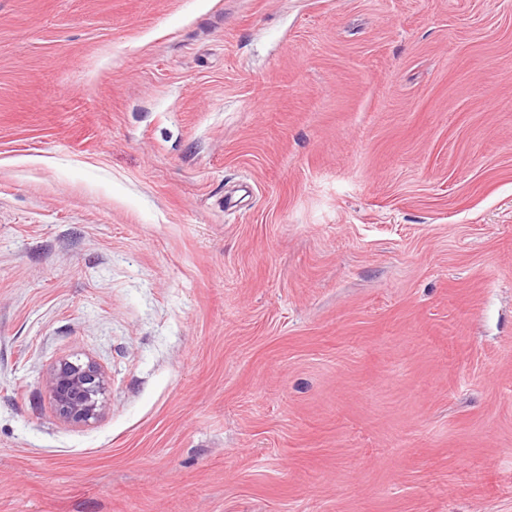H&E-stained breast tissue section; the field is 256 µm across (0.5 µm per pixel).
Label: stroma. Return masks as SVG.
Segmentation results:
<instances>
[{"label": "stroma", "instance_id": "stroma-1", "mask_svg": "<svg viewBox=\"0 0 512 512\" xmlns=\"http://www.w3.org/2000/svg\"><path fill=\"white\" fill-rule=\"evenodd\" d=\"M0 512H512V0H0ZM106 385L107 377L95 362L63 359L47 375L45 391L61 420L85 424L105 414Z\"/></svg>", "mask_w": 512, "mask_h": 512}]
</instances>
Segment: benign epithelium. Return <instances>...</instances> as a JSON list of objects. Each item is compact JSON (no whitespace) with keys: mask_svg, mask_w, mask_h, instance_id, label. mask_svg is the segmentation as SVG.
Segmentation results:
<instances>
[{"mask_svg":"<svg viewBox=\"0 0 512 512\" xmlns=\"http://www.w3.org/2000/svg\"><path fill=\"white\" fill-rule=\"evenodd\" d=\"M107 377L93 361L61 360L45 380V391L56 415L72 424H85L105 414Z\"/></svg>","mask_w":512,"mask_h":512,"instance_id":"7a95c632","label":"benign epithelium"}]
</instances>
